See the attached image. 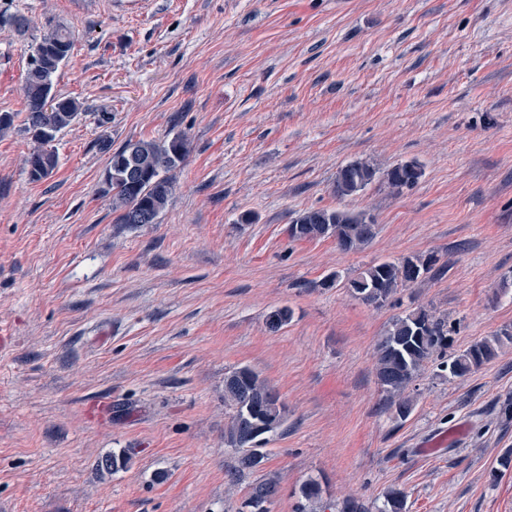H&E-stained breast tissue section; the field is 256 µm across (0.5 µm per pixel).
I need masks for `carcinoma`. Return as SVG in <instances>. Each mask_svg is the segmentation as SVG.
Masks as SVG:
<instances>
[{
    "label": "carcinoma",
    "instance_id": "1",
    "mask_svg": "<svg viewBox=\"0 0 512 512\" xmlns=\"http://www.w3.org/2000/svg\"><path fill=\"white\" fill-rule=\"evenodd\" d=\"M73 46V32L61 25L31 44L22 93L27 132L36 143L26 159L29 176L34 181L47 178L56 168L57 156L51 143L81 115V104L76 99L54 92V77L69 58ZM188 152V140L181 134L163 143L129 141L112 153L106 181L112 188L113 206L119 210L118 223L129 227L156 223L173 191L171 180L163 173L175 169ZM422 176L423 168L416 161L397 164L382 173L373 163L356 160L337 172L334 193L340 198L352 196L375 181L398 192L412 188ZM288 233L293 240L333 238L342 250L351 251L370 244L376 235V223L365 211L311 209L296 217ZM436 262L432 255L382 260L354 277L344 279L336 272L328 276L322 286L345 288L352 296L380 309L399 289L428 273ZM292 318L289 307H279L267 315L266 325L270 332L276 333ZM506 342H512V330L508 328L490 340L450 354L448 320L422 307L393 318L375 356L376 378L386 395L387 409L399 419L411 414L416 399L410 387L428 363L434 361L440 371L461 378L494 359ZM224 406L232 410L224 428V444L236 452L235 464L228 470V476L237 482L265 462L263 447L267 444V435L283 425L287 410L279 402L277 392L249 367L238 368L224 376ZM277 494V483L263 479L250 485L244 505L251 507L250 512H268L265 504ZM405 509L406 494L392 489L386 494L380 512H405Z\"/></svg>",
    "mask_w": 512,
    "mask_h": 512
}]
</instances>
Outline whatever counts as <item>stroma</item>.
<instances>
[{"mask_svg": "<svg viewBox=\"0 0 512 512\" xmlns=\"http://www.w3.org/2000/svg\"><path fill=\"white\" fill-rule=\"evenodd\" d=\"M61 24L55 88L82 115L36 182L28 47ZM1 111L0 512H246L263 479L269 512H301L310 479L316 512H377L391 489L406 512H512V343L462 378L426 366L404 420L374 371L417 307L455 326V352L512 328V0H0ZM179 134L157 223L118 224L112 151ZM358 159L424 175L336 197ZM310 208L368 212L376 235L291 240ZM413 255L437 262L380 309L322 285ZM244 366L288 418L232 482L224 377ZM278 494V486L274 480L271 479H263L252 483L250 485V490L248 493V497L244 502L245 506H252V509L249 512H268V508L265 507V504L272 497V500Z\"/></svg>", "mask_w": 512, "mask_h": 512, "instance_id": "35a3bbf8", "label": "stroma"}]
</instances>
